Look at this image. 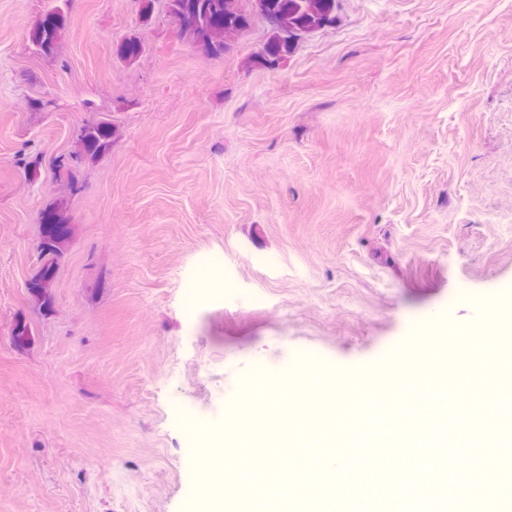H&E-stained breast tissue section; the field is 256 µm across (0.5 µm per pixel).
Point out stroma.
<instances>
[{"mask_svg": "<svg viewBox=\"0 0 512 512\" xmlns=\"http://www.w3.org/2000/svg\"><path fill=\"white\" fill-rule=\"evenodd\" d=\"M55 0H0V512H220L201 492L240 424L285 441L278 392L231 394L259 366L314 355L305 437L353 464L338 397L448 381L487 346L512 353V0H336L267 67L252 17L221 56L165 0H69L51 53L28 32ZM149 19H142L143 7ZM142 43L118 56L129 36ZM119 131L76 181L55 160L88 124ZM73 236L52 311L26 288L40 212ZM33 340L11 342L16 321ZM470 338L448 342L449 327ZM488 392L449 393L499 422ZM223 415V429L206 430ZM447 465L500 495V468Z\"/></svg>", "mask_w": 512, "mask_h": 512, "instance_id": "obj_1", "label": "stroma"}]
</instances>
